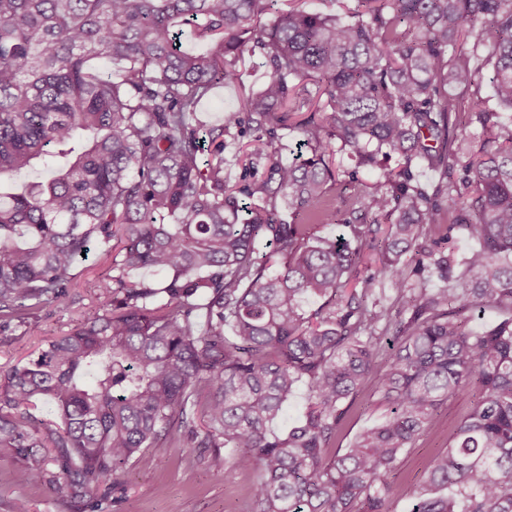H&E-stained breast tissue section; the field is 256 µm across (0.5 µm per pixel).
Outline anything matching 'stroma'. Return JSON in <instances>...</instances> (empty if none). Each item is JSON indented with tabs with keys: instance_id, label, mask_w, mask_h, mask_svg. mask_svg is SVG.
I'll return each mask as SVG.
<instances>
[{
	"instance_id": "stroma-1",
	"label": "stroma",
	"mask_w": 512,
	"mask_h": 512,
	"mask_svg": "<svg viewBox=\"0 0 512 512\" xmlns=\"http://www.w3.org/2000/svg\"><path fill=\"white\" fill-rule=\"evenodd\" d=\"M110 263L100 248L77 269L75 302L48 306L35 312L29 332L11 328L0 331V371L27 361L54 337L63 335L79 319L83 306L94 298L97 285L109 275ZM469 398L460 397L443 405L430 433L405 458L400 482L414 487L429 460L448 447V430L468 409ZM386 407L380 403L374 382L359 394L344 432L343 445L365 427L381 421ZM26 464L12 449L0 448V512H14L16 500L27 501L30 512H83L80 503L48 483L21 484L16 475ZM231 460L220 448H198L191 456L180 449L146 453L128 466L119 487L101 495L99 512H244L252 472H235L219 478L218 468H230Z\"/></svg>"
}]
</instances>
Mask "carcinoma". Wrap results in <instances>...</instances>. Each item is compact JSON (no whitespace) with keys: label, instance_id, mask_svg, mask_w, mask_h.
I'll use <instances>...</instances> for the list:
<instances>
[{"label":"carcinoma","instance_id":"obj_1","mask_svg":"<svg viewBox=\"0 0 512 512\" xmlns=\"http://www.w3.org/2000/svg\"><path fill=\"white\" fill-rule=\"evenodd\" d=\"M280 2L0 0V181L33 176L0 189V328L68 301L82 253L118 241L78 324L0 373V448L26 453L21 483L65 462L79 503L147 451L203 447L257 472L247 512H512V121L490 105L512 108V0H355L343 20ZM246 52L261 89L201 134ZM281 130L303 150L288 163ZM459 235L479 243L461 264ZM490 309L511 316L474 331ZM371 377L388 414L343 449ZM463 395L448 450L417 488L393 482Z\"/></svg>","mask_w":512,"mask_h":512}]
</instances>
